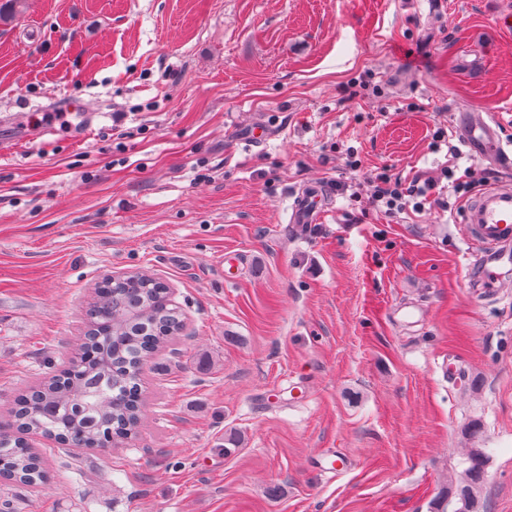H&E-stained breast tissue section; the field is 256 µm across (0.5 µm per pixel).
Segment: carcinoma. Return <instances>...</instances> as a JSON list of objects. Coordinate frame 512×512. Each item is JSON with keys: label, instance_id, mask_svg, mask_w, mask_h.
Masks as SVG:
<instances>
[{"label": "carcinoma", "instance_id": "cac0c4a2", "mask_svg": "<svg viewBox=\"0 0 512 512\" xmlns=\"http://www.w3.org/2000/svg\"><path fill=\"white\" fill-rule=\"evenodd\" d=\"M88 330L78 339L84 357L19 395L11 410L17 433L0 435V471L8 480L38 487L48 479L40 453L27 434L60 440L67 448H95L106 434L123 444L137 438L143 419V370L183 330L182 313L165 282L118 280L95 289L87 311ZM486 453L470 449L464 485L438 498L439 512L458 497V512H476Z\"/></svg>", "mask_w": 512, "mask_h": 512}]
</instances>
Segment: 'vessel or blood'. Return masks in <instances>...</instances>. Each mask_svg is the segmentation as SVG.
<instances>
[{
  "mask_svg": "<svg viewBox=\"0 0 512 512\" xmlns=\"http://www.w3.org/2000/svg\"><path fill=\"white\" fill-rule=\"evenodd\" d=\"M454 131L472 157L503 172L512 171V148L504 145L486 108L476 106L458 112ZM333 201L326 184L302 186L293 202V223H322ZM462 224L466 239L483 250L480 270L470 285L476 292L494 294L502 269L512 265V186L496 184L477 193L465 207Z\"/></svg>",
  "mask_w": 512,
  "mask_h": 512,
  "instance_id": "b4317fda",
  "label": "vessel or blood"
}]
</instances>
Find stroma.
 <instances>
[{
	"mask_svg": "<svg viewBox=\"0 0 512 512\" xmlns=\"http://www.w3.org/2000/svg\"><path fill=\"white\" fill-rule=\"evenodd\" d=\"M63 98L91 122L9 121ZM472 104L512 143V0H28L0 21V426L73 356L103 274L167 282L187 331L145 370L136 440H36L49 480L0 497L23 512H436L482 448L479 512H512V273L472 291L452 188L417 213L366 200L382 165L500 180L450 151ZM310 181L334 186V207L290 223Z\"/></svg>",
	"mask_w": 512,
	"mask_h": 512,
	"instance_id": "obj_1",
	"label": "stroma"
}]
</instances>
